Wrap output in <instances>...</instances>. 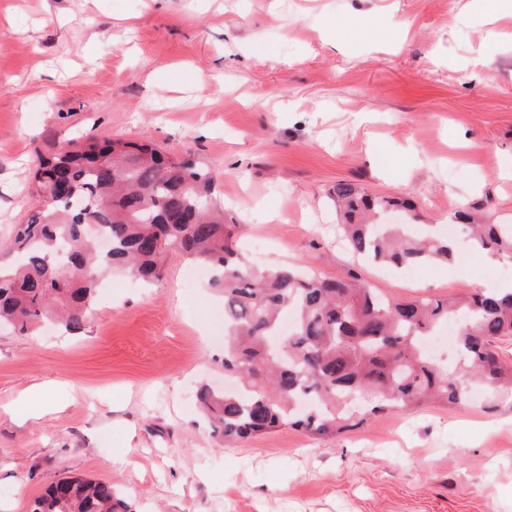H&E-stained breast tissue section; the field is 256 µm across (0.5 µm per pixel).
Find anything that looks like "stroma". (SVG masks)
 I'll use <instances>...</instances> for the list:
<instances>
[{
  "mask_svg": "<svg viewBox=\"0 0 512 512\" xmlns=\"http://www.w3.org/2000/svg\"><path fill=\"white\" fill-rule=\"evenodd\" d=\"M0 0V242L60 142L147 139L206 165L214 200L266 250L407 301L512 279L467 244L417 280L354 260L344 181L414 206L419 230L470 211L512 224V0ZM207 83H200V75ZM171 255L160 280L109 275L86 326L0 329V512L49 483L108 482L134 512H512V404L430 403L312 437L227 446L198 408L224 389V303ZM42 390L37 418L17 408Z\"/></svg>",
  "mask_w": 512,
  "mask_h": 512,
  "instance_id": "stroma-1",
  "label": "stroma"
}]
</instances>
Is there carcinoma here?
Returning a JSON list of instances; mask_svg holds the SVG:
<instances>
[{
  "label": "carcinoma",
  "mask_w": 512,
  "mask_h": 512,
  "mask_svg": "<svg viewBox=\"0 0 512 512\" xmlns=\"http://www.w3.org/2000/svg\"><path fill=\"white\" fill-rule=\"evenodd\" d=\"M209 169L162 153L148 140L61 143L40 161L29 188L34 212L16 225V263L0 269V324L33 332L55 318L84 328L101 271L122 268L148 282L174 253L210 270L224 300V372L237 387L197 394L215 436L245 441L290 426L313 436L348 431L388 409L411 412L430 399L453 408L483 387L489 408L512 397V367L495 342L512 336V293L477 292L459 300L398 301L354 276L326 279L297 266L265 273L247 262L244 225L213 201ZM341 229L354 255L387 269L454 260L450 238L417 237L411 225L376 217L404 204L336 184ZM460 229L512 260V224ZM294 324L280 337V317ZM457 323L460 365L451 369L423 340ZM32 512H132L112 484L79 476L50 483Z\"/></svg>",
  "instance_id": "cac0c4a2"
}]
</instances>
